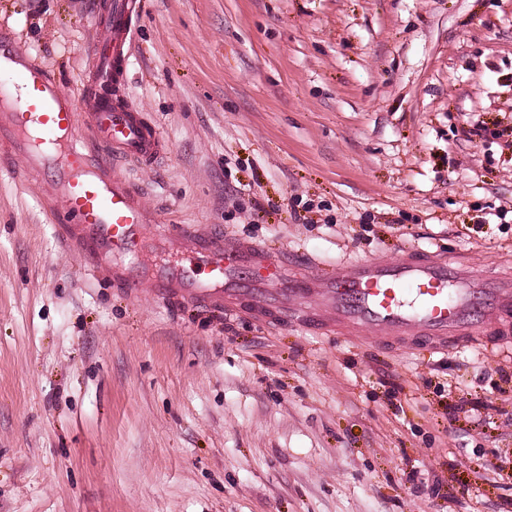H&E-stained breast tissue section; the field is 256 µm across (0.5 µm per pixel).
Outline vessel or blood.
Listing matches in <instances>:
<instances>
[{"instance_id":"vessel-or-blood-1","label":"vessel or blood","mask_w":512,"mask_h":512,"mask_svg":"<svg viewBox=\"0 0 512 512\" xmlns=\"http://www.w3.org/2000/svg\"><path fill=\"white\" fill-rule=\"evenodd\" d=\"M131 37L128 2L113 0L112 39H95L90 47L94 80L123 79L117 58ZM4 73L14 82L0 85V146L22 159L25 175L50 177L54 195L73 219L70 237L82 240L93 260L121 265L141 250L147 225L165 233L158 215L116 167L120 160L160 155L165 144L156 129L111 100L64 93L32 64L16 34L1 27ZM168 243L182 257L179 266L153 265L143 278L125 277L128 292H138L145 279L159 294L216 303L235 295L242 269H249L254 287L263 293L280 291L288 279L287 268L257 247L228 248L218 238L202 243L188 228ZM448 279L447 266L422 260L362 261L337 269L316 294L338 326L441 341L449 331L473 327L489 295L465 287V274H457L460 286L453 290Z\"/></svg>"}]
</instances>
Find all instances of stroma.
<instances>
[{"label":"stroma","instance_id":"1","mask_svg":"<svg viewBox=\"0 0 512 512\" xmlns=\"http://www.w3.org/2000/svg\"><path fill=\"white\" fill-rule=\"evenodd\" d=\"M111 0H0L69 94ZM170 232L512 283V0H137ZM0 150V512H512V306L466 338L128 294Z\"/></svg>","mask_w":512,"mask_h":512}]
</instances>
